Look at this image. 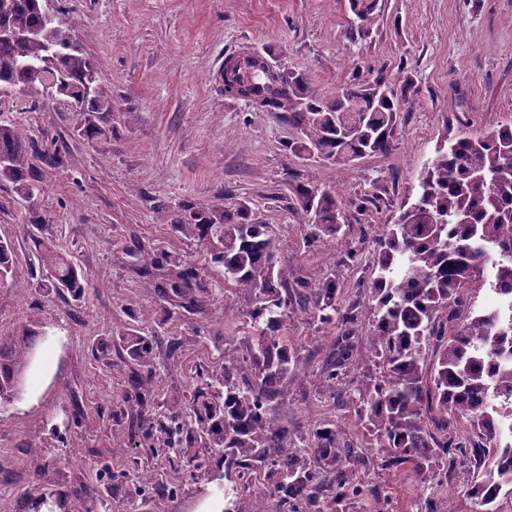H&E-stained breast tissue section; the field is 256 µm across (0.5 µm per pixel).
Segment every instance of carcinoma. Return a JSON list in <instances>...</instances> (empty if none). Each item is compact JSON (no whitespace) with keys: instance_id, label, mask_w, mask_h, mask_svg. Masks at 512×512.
<instances>
[{"instance_id":"carcinoma-1","label":"carcinoma","mask_w":512,"mask_h":512,"mask_svg":"<svg viewBox=\"0 0 512 512\" xmlns=\"http://www.w3.org/2000/svg\"><path fill=\"white\" fill-rule=\"evenodd\" d=\"M359 27L371 24L377 0H349ZM42 29L48 36L0 40V90L15 87L53 89L76 112H107L110 96L99 82L93 61L82 53L67 29L47 22L41 0H0V25ZM244 63L262 73L264 84L240 81V98L261 112H283L297 137L288 144L300 159L345 165L355 157L388 154L395 147L399 113L409 98H398L384 74L366 84H345L330 97L312 90L302 75ZM512 124L478 138L459 137L440 145L422 176L421 193L386 227L377 242L369 283L377 320L366 337V355L380 366L379 377L359 391L356 413L366 435L395 462L411 465L420 477L439 465L452 472L475 474L467 496L475 512H496L500 495L512 496V465L500 460L498 418L512 409V373L496 374L486 357L512 351ZM26 134L17 125H0V180L18 194L34 195L30 183ZM290 209L311 236L336 238L346 207L365 208L368 198L346 200L309 182L291 186ZM173 228L199 241L217 240L209 263L223 267L224 284L250 298L247 313L254 346L242 385L233 382L239 368L224 367V389L206 379L193 388L189 412L170 410L159 417L142 416L145 435L156 436V452L182 456L188 466L206 474L220 469L234 491L243 470L265 467L273 497L292 503V512H317L323 488L339 499L361 492L356 471L336 430L315 431L310 451L288 446V426L271 417L268 403L288 375L294 352L281 335L291 304L288 269L277 264L279 240L268 224L250 220V207L236 202L187 215L177 212ZM36 258L45 275L40 288L48 293L83 296L88 275L77 270L57 248L32 236ZM498 255L490 287L505 305L474 311L471 288L486 283V254ZM12 246L0 240V283L12 272ZM142 259L167 271L164 294L188 313L206 308L210 288L180 254L145 253ZM297 295L322 323L352 321L341 312L336 281L312 288L297 283ZM477 341L470 347L461 341ZM40 335L24 333L0 346V412L16 401L21 378ZM437 349L438 368L428 376L424 352ZM126 363L140 383L156 375L151 337L138 327L119 335ZM351 347L338 345L326 367V383L342 380ZM434 428L423 424L428 414Z\"/></svg>"}]
</instances>
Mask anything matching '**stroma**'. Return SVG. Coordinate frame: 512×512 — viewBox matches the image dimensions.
Here are the masks:
<instances>
[{"mask_svg":"<svg viewBox=\"0 0 512 512\" xmlns=\"http://www.w3.org/2000/svg\"><path fill=\"white\" fill-rule=\"evenodd\" d=\"M57 25L71 31L94 62L112 109L87 115L61 100L0 92V123L28 131L32 198L0 181V239L13 246V277L0 286V340L25 331L44 339L24 372L20 401L0 414V512H33L34 498L56 492L67 512H202L224 498L220 482L190 475L182 463L151 456L140 415L186 409L196 373L224 376L225 361L250 356L244 292L223 286L208 267V244L174 232L173 211L247 203L253 220L271 225L278 260L291 281L336 280L343 310L355 317L349 375L328 388L322 371L336 354L341 325L320 323L293 302L284 334L297 360L270 404L293 441L335 428L350 449L362 493L326 496V512H473L466 470L447 481L421 480L408 465L372 447L353 401L376 362L364 356L373 319L368 283L386 224L420 192L424 170L446 136H479L512 121V0H378L374 21L357 31L349 0H53ZM249 51L304 75L316 93L385 74L407 92L395 148L352 165H323L292 155L296 131L278 112H260L225 96L217 77L227 57ZM101 133L84 134L87 122ZM301 178L353 196L366 211H347L340 239L310 242L309 225L288 207ZM56 245L90 277L81 299L46 294L32 237ZM176 251L221 284L203 312L174 314L162 291L164 272L144 253ZM156 342L157 383L134 390L114 342L127 327ZM47 463L34 472L32 449ZM151 469L142 494L132 481L101 476ZM93 485L103 501L72 499Z\"/></svg>","mask_w":512,"mask_h":512,"instance_id":"stroma-1","label":"stroma"}]
</instances>
